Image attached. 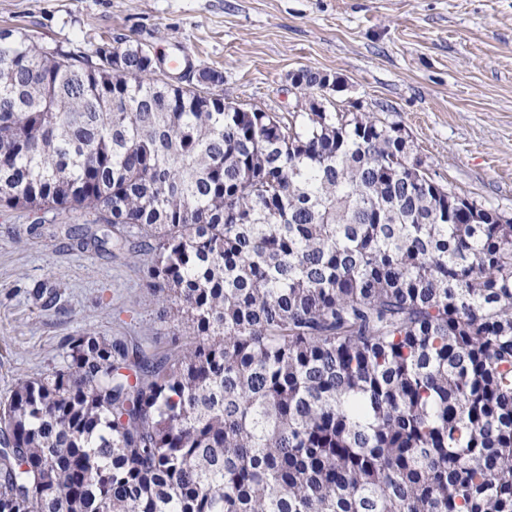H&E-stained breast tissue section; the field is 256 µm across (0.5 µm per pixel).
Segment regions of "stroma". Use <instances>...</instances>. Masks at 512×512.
<instances>
[{"instance_id":"obj_1","label":"stroma","mask_w":512,"mask_h":512,"mask_svg":"<svg viewBox=\"0 0 512 512\" xmlns=\"http://www.w3.org/2000/svg\"><path fill=\"white\" fill-rule=\"evenodd\" d=\"M0 27L90 51L126 37L158 57L183 47L224 73L227 104L284 116L292 77L336 78L331 112L399 127L436 181L512 216V0H0ZM55 212L0 207V400L57 364L69 338L130 336L165 350L170 308L136 254L83 251ZM44 283L56 298H35Z\"/></svg>"}]
</instances>
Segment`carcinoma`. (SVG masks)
Instances as JSON below:
<instances>
[{
	"mask_svg": "<svg viewBox=\"0 0 512 512\" xmlns=\"http://www.w3.org/2000/svg\"><path fill=\"white\" fill-rule=\"evenodd\" d=\"M223 84L0 28V206L134 247L184 331L19 380L0 512H512V218L419 179L393 124Z\"/></svg>",
	"mask_w": 512,
	"mask_h": 512,
	"instance_id": "1",
	"label": "carcinoma"
}]
</instances>
